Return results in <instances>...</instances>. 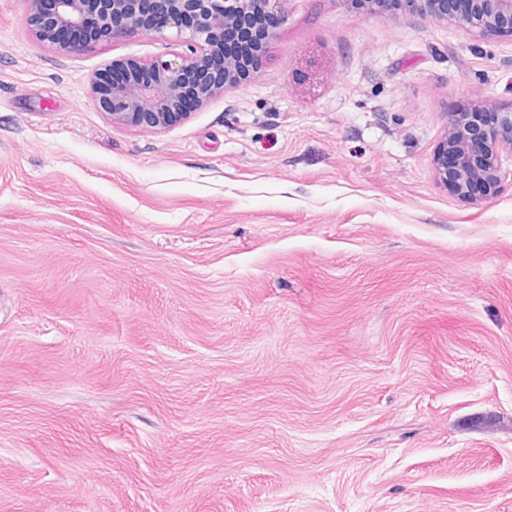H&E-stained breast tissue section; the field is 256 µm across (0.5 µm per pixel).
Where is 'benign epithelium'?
<instances>
[{
	"instance_id": "obj_1",
	"label": "benign epithelium",
	"mask_w": 512,
	"mask_h": 512,
	"mask_svg": "<svg viewBox=\"0 0 512 512\" xmlns=\"http://www.w3.org/2000/svg\"><path fill=\"white\" fill-rule=\"evenodd\" d=\"M282 0H162L164 12L149 24L141 19L139 0H53L49 22H41L42 0H26L28 24L39 41L75 53L86 41L71 38L60 41L56 31L76 33L86 18H100V36L110 37L139 30L145 25L156 31L174 29L190 47L191 56L157 58L143 65L153 73L146 82L129 81L109 89L95 80L93 93L112 123L162 132L185 121L191 112L184 110L181 86L191 71H204L211 58L222 52L224 32L236 26L243 35L253 36L265 14L281 15ZM427 16L446 21L448 0H424ZM471 13L459 24L480 34L512 37V0H470ZM221 87L206 77L197 82V105H202ZM512 151V112L498 114L497 124L486 128L475 112H454L436 156V174L447 182L448 158H453L457 195L477 202L496 197L502 187L501 152Z\"/></svg>"
}]
</instances>
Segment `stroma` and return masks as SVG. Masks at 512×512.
Listing matches in <instances>:
<instances>
[{
    "label": "stroma",
    "mask_w": 512,
    "mask_h": 512,
    "mask_svg": "<svg viewBox=\"0 0 512 512\" xmlns=\"http://www.w3.org/2000/svg\"><path fill=\"white\" fill-rule=\"evenodd\" d=\"M247 78L163 133L91 83L175 31L39 44L0 0V512H512V37L283 0ZM479 112H452L447 129L436 156V174L447 184L448 153L451 154L456 173L457 195L482 202L496 197L502 187L501 152L512 153V112H501L494 127L486 128L479 123ZM480 140L484 150L474 142ZM481 183L484 191L471 194L473 185ZM447 186V185H446Z\"/></svg>",
    "instance_id": "35a3bbf8"
}]
</instances>
